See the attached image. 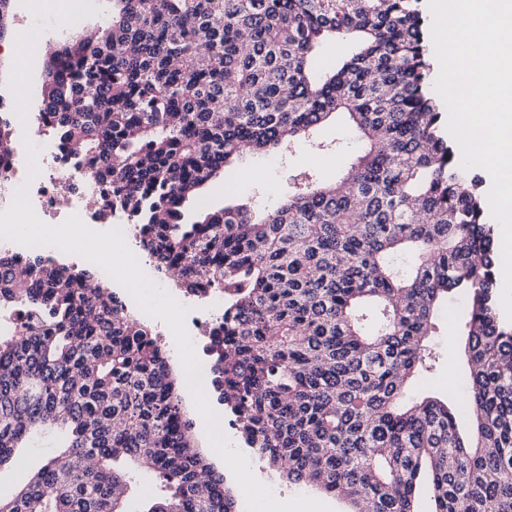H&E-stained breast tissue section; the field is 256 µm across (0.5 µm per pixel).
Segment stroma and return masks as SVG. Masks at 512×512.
I'll use <instances>...</instances> for the list:
<instances>
[{"instance_id":"stroma-1","label":"stroma","mask_w":512,"mask_h":512,"mask_svg":"<svg viewBox=\"0 0 512 512\" xmlns=\"http://www.w3.org/2000/svg\"><path fill=\"white\" fill-rule=\"evenodd\" d=\"M111 0H86L83 13L67 25L53 21L52 15L34 19L29 0H14L11 16L12 36L27 45L32 52L44 53L47 46L67 38L74 32L98 27L111 12ZM362 144L344 122H335L320 128L310 146L289 155H245L234 165L225 180L213 182L204 193V204L212 210L227 205L244 204L253 211L275 207L287 194L290 183L303 166L314 168L322 181L332 182L349 168L360 153ZM459 301L448 303L439 320L440 332L433 339L438 357L436 369L426 373L418 384L419 390L439 393L459 406L467 404L466 364L459 348ZM54 440L50 434L33 439L22 454L23 465L0 469V496L11 495L27 480L32 469L39 467L46 454L52 451ZM252 469L259 480L269 485L276 498L286 500L306 494L326 500L335 512H347L344 501L324 496L323 492L289 483L271 471L261 460H253Z\"/></svg>"}]
</instances>
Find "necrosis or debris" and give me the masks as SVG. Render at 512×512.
Returning <instances> with one entry per match:
<instances>
[{
	"label": "necrosis or debris",
	"instance_id": "4bbe7bcc",
	"mask_svg": "<svg viewBox=\"0 0 512 512\" xmlns=\"http://www.w3.org/2000/svg\"><path fill=\"white\" fill-rule=\"evenodd\" d=\"M43 131L37 145L40 173L29 178L27 155L23 141H16L12 153L0 159V211L7 208L20 186H27L29 200L37 216L48 224L62 223L76 214L90 227L106 226L120 229L128 243H136L138 227L129 217L111 207V198L99 185L91 170L81 165L73 166L69 184H61L54 175L60 165L57 145L50 131L51 118L40 114L36 117ZM188 307L186 326L202 364V382L205 391H212L215 364L207 351L215 329L224 317V299L217 294L200 298L182 297Z\"/></svg>",
	"mask_w": 512,
	"mask_h": 512
}]
</instances>
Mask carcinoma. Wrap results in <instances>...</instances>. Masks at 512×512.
<instances>
[{
	"mask_svg": "<svg viewBox=\"0 0 512 512\" xmlns=\"http://www.w3.org/2000/svg\"><path fill=\"white\" fill-rule=\"evenodd\" d=\"M426 37L419 0H112L95 37L47 52L40 111L140 225L155 270L224 295L210 352L251 455L348 512H512V326ZM336 38L354 49L326 62ZM334 117L363 143L349 175L305 169L260 219L240 205L184 222L236 158L297 151ZM94 278L0 255V306L26 313L0 335V466L45 430L61 449L0 512H129L134 469L160 480L145 512H238L166 346ZM450 294L466 306L470 436L457 405L406 401Z\"/></svg>",
	"mask_w": 512,
	"mask_h": 512,
	"instance_id": "1",
	"label": "carcinoma"
}]
</instances>
